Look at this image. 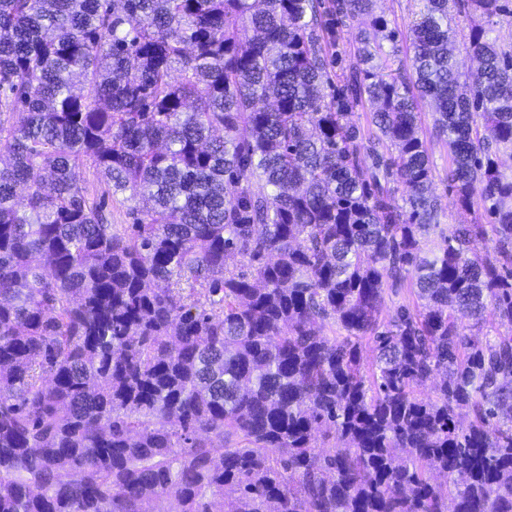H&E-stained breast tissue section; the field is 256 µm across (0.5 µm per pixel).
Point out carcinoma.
<instances>
[{
    "instance_id": "carcinoma-1",
    "label": "carcinoma",
    "mask_w": 512,
    "mask_h": 512,
    "mask_svg": "<svg viewBox=\"0 0 512 512\" xmlns=\"http://www.w3.org/2000/svg\"><path fill=\"white\" fill-rule=\"evenodd\" d=\"M418 2L0 0V512H512V8ZM378 12L384 14L389 22V26L394 28L400 35L401 52L395 59L388 61L391 69L401 67L402 70L410 74L411 69V53L409 46V29L413 24L416 13L419 10V4L416 0H377ZM393 60H395L393 62ZM361 27L362 24L360 19L350 18L345 20L337 29H334L333 39L336 40L337 46L329 47V54L334 53L337 50L342 53L341 58L348 60L349 58L347 55L349 52H353ZM417 112L421 113L426 129V141L429 153L432 156L435 173L431 185V192L438 204V224L440 228L448 230V224H469L471 216L461 213L455 203V198L448 188L446 171L448 170V148L436 136L433 130V107L429 101L418 102ZM80 180L88 200L95 202L100 207L108 224H131L130 206L135 204L140 208L149 206L145 200L131 202L125 200L124 194H113L112 187L100 177L89 163L81 168Z\"/></svg>"
}]
</instances>
